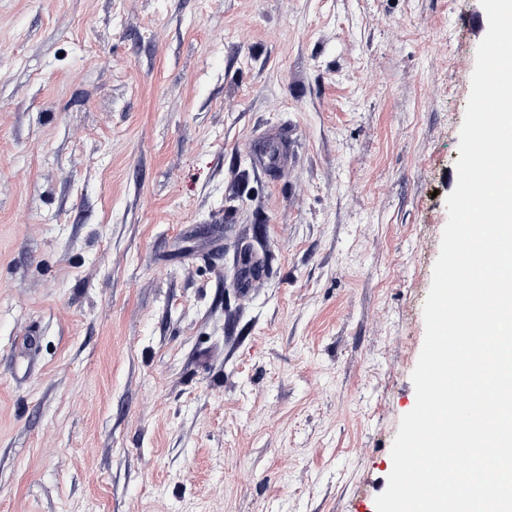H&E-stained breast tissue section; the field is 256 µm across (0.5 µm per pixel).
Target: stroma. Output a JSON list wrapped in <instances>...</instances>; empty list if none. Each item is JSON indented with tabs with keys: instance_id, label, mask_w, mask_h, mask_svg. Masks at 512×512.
<instances>
[{
	"instance_id": "stroma-1",
	"label": "stroma",
	"mask_w": 512,
	"mask_h": 512,
	"mask_svg": "<svg viewBox=\"0 0 512 512\" xmlns=\"http://www.w3.org/2000/svg\"><path fill=\"white\" fill-rule=\"evenodd\" d=\"M487 30L0 0V512H377Z\"/></svg>"
}]
</instances>
